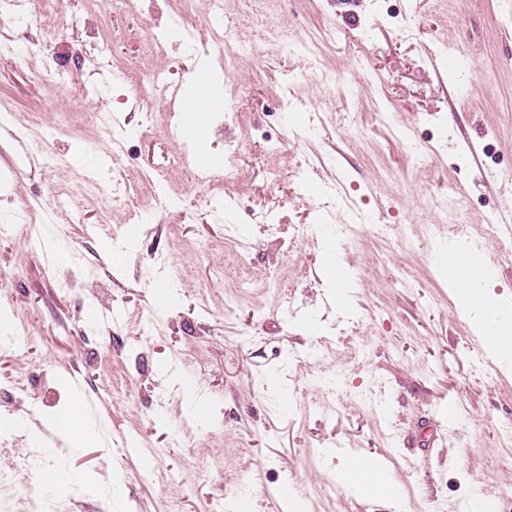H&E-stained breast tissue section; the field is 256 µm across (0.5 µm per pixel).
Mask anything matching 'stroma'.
<instances>
[{
    "label": "stroma",
    "instance_id": "1",
    "mask_svg": "<svg viewBox=\"0 0 512 512\" xmlns=\"http://www.w3.org/2000/svg\"><path fill=\"white\" fill-rule=\"evenodd\" d=\"M207 8L31 0L27 25L0 17L24 51L0 55V387L48 374L35 396H0V465L76 406L95 434L47 450L67 478L50 512H461L479 493L505 506L512 357L484 346L441 257L479 251L486 296L512 301V11L224 0L218 25ZM227 36L249 48L230 64L209 53ZM113 66L188 93L212 71L239 120L185 140L182 104L114 85ZM104 108L131 132L117 153L90 121ZM40 137L58 166L28 164ZM228 140L240 155L223 183L191 182ZM115 168L164 174L177 206L151 207L144 182L136 204L102 210L78 174ZM40 191L75 209L34 250L5 227ZM267 208L275 223H260ZM57 247L66 266L49 262ZM352 458L378 460L399 497L349 483Z\"/></svg>",
    "mask_w": 512,
    "mask_h": 512
}]
</instances>
